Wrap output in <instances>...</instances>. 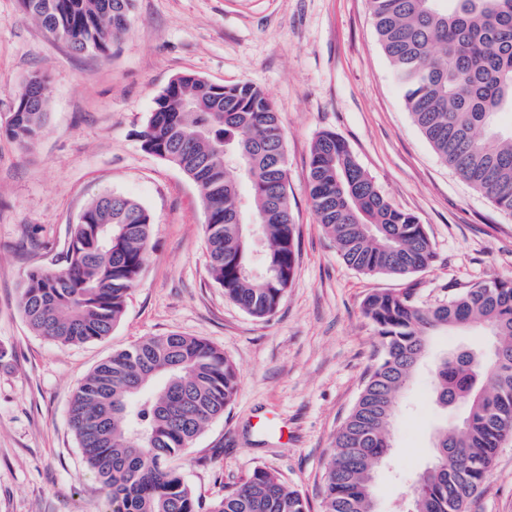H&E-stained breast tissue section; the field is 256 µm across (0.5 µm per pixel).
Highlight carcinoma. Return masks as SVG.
Returning a JSON list of instances; mask_svg holds the SVG:
<instances>
[{
    "instance_id": "1",
    "label": "carcinoma",
    "mask_w": 512,
    "mask_h": 512,
    "mask_svg": "<svg viewBox=\"0 0 512 512\" xmlns=\"http://www.w3.org/2000/svg\"><path fill=\"white\" fill-rule=\"evenodd\" d=\"M23 11L77 53L104 55L129 21L133 0H20ZM406 111L448 169L512 215V0H368ZM13 104L0 136L24 147L46 125L48 81ZM143 147L178 167L211 209L207 270L249 315L275 313L297 271L284 140L272 100L251 83L216 93L192 73L155 99ZM254 171L242 203L227 154ZM310 199L344 263L370 276L405 278L433 261L425 225L394 207L333 131L319 133L309 162ZM243 209L246 223L234 221ZM150 219L136 200L91 201L71 232L65 264L27 273L20 308L30 329L78 345L109 335L143 271ZM363 313L377 360L334 439L323 512H374V465L390 448L388 426L432 333L478 328L488 354L454 353L434 369L437 399L465 415L436 437V461L413 486V512H466L504 437L512 433V277L496 278L424 307L408 292L375 291ZM236 366L209 342L178 333L115 352L78 386L69 419L87 465L108 489L109 512H308L276 472L254 468L234 491L204 506L169 461L185 452L236 396Z\"/></svg>"
}]
</instances>
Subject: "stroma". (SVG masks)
<instances>
[{"label": "stroma", "mask_w": 512, "mask_h": 512, "mask_svg": "<svg viewBox=\"0 0 512 512\" xmlns=\"http://www.w3.org/2000/svg\"><path fill=\"white\" fill-rule=\"evenodd\" d=\"M48 78L49 114L29 147L0 138V512H106L68 411L79 383L134 341L178 333L205 339L238 368L223 416L174 465L203 501L223 498L254 468L277 472L322 512L338 429L375 361L362 305L374 291L411 292L422 305L472 284L512 276V216L448 170L413 123L381 49L367 0H134L106 56L78 54L0 0V127L28 76ZM191 72L219 84L251 82L282 122L298 250L277 312L256 319L207 272L205 213L195 185L148 153L140 134L155 97ZM340 135L395 207L412 212L435 259L408 278L347 266L309 196L311 145ZM118 193L149 213L143 273L111 334L64 345L34 334L19 296L26 274L57 268L85 206ZM491 342L477 329L431 336L391 421L392 448L374 475L376 512H410L411 487L434 460L436 430L464 402L437 403L435 364ZM468 512H512V436L499 448Z\"/></svg>", "instance_id": "obj_1"}]
</instances>
